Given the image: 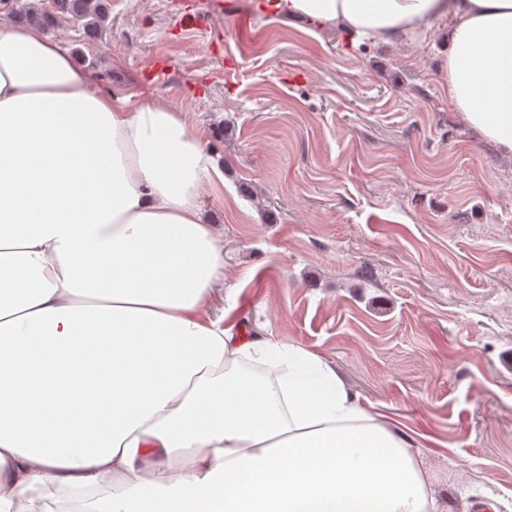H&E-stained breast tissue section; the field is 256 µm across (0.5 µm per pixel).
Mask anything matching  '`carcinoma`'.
I'll use <instances>...</instances> for the list:
<instances>
[{
  "label": "carcinoma",
  "instance_id": "1",
  "mask_svg": "<svg viewBox=\"0 0 512 512\" xmlns=\"http://www.w3.org/2000/svg\"><path fill=\"white\" fill-rule=\"evenodd\" d=\"M51 4L52 8L46 9L34 3H21L13 11V17L47 30L55 28L59 18L66 17L81 27L88 40L99 38L112 27L109 0H51Z\"/></svg>",
  "mask_w": 512,
  "mask_h": 512
}]
</instances>
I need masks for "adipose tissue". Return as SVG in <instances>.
<instances>
[{
  "label": "adipose tissue",
  "mask_w": 512,
  "mask_h": 512,
  "mask_svg": "<svg viewBox=\"0 0 512 512\" xmlns=\"http://www.w3.org/2000/svg\"><path fill=\"white\" fill-rule=\"evenodd\" d=\"M382 42L448 22V99L512 155V0H273ZM199 132L0 25V512H434L408 435L308 349L215 316ZM162 468V482L146 474ZM35 496L47 512H80L82 509V502L77 498L53 488L40 489Z\"/></svg>",
  "instance_id": "adipose-tissue-1"
}]
</instances>
